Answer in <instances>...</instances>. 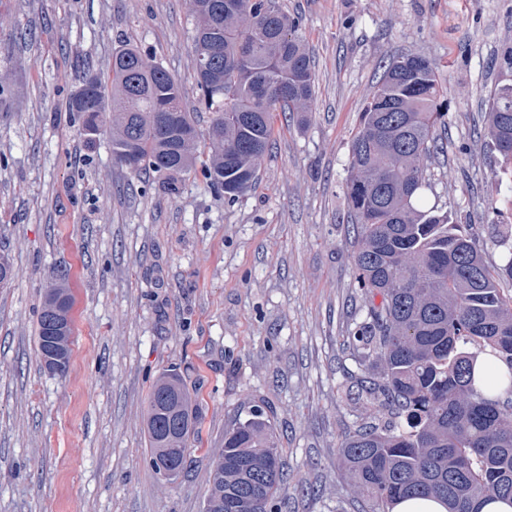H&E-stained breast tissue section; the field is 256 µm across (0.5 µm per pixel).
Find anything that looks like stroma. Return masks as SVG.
<instances>
[{
	"label": "stroma",
	"mask_w": 512,
	"mask_h": 512,
	"mask_svg": "<svg viewBox=\"0 0 512 512\" xmlns=\"http://www.w3.org/2000/svg\"><path fill=\"white\" fill-rule=\"evenodd\" d=\"M316 75L307 122L274 116L257 179L234 202L156 174L88 140L69 100L85 74L137 46L182 84L199 130L191 0H0V512H203L224 430L251 405L277 412L288 512H353L342 437L371 420L355 339L366 316L356 228L344 198L351 139L393 58L437 62L448 103L425 206L469 226L489 268L512 253V169L484 133L486 100L512 84V0H279ZM75 297L66 375L37 328L53 269ZM181 373L198 408L174 484L150 464L142 413L152 383Z\"/></svg>",
	"instance_id": "stroma-1"
}]
</instances>
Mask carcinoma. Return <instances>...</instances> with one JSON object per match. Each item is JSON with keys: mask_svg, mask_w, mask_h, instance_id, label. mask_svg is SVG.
Returning a JSON list of instances; mask_svg holds the SVG:
<instances>
[{"mask_svg": "<svg viewBox=\"0 0 512 512\" xmlns=\"http://www.w3.org/2000/svg\"><path fill=\"white\" fill-rule=\"evenodd\" d=\"M220 9L194 13L199 101L210 114L199 133L182 110L184 90L163 66L124 45L112 74L87 75L71 102L84 130L112 134L116 164L149 171L170 194L199 168L207 184L232 202L257 178L276 112L307 120L314 95L309 51L299 21L278 0H202ZM210 28L217 39L204 42ZM438 64L426 57L392 59L364 107L351 142L345 198L357 227L353 255L359 288L369 297L355 340L373 359L377 377L361 380L379 400L383 419L348 432L338 463L359 500L355 512H393L408 499H434L447 512H481L493 498L512 500V256L495 270L476 238L446 214L419 206L436 130L446 123ZM486 134L512 163V85L494 91ZM38 320V347L49 336L47 312L73 334L67 271L51 273ZM381 297L375 303V297ZM487 355L508 374L477 367ZM150 462L168 465L173 481L189 462L195 401L182 377L168 371L153 383L143 413ZM288 484L273 412L254 406L224 429L212 459L203 512H282Z\"/></svg>", "mask_w": 512, "mask_h": 512, "instance_id": "carcinoma-1", "label": "carcinoma"}]
</instances>
